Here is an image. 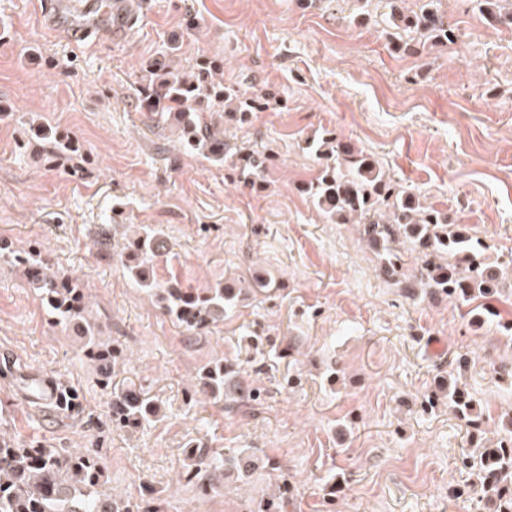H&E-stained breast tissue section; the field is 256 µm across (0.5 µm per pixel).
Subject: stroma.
<instances>
[{"label":"stroma","mask_w":512,"mask_h":512,"mask_svg":"<svg viewBox=\"0 0 512 512\" xmlns=\"http://www.w3.org/2000/svg\"><path fill=\"white\" fill-rule=\"evenodd\" d=\"M441 9L459 39L418 55L388 45L386 0H142L128 39L104 33L77 50L44 27L35 0H0V249L36 251L42 273L72 276L114 351L102 378L84 338L0 262V433L98 449L130 512H249L250 497L284 480L281 512H474L451 494L471 481L468 427L420 403L466 358L460 379L495 438L512 408V379L494 371L512 360L504 337L394 283L353 225L328 223L300 191L321 168L306 140L329 134L467 225L491 257L512 258V27L488 24L473 0ZM214 59L241 97L276 99L247 124L217 119L226 143L272 155L254 187L185 152L166 114L143 108L149 63L195 74ZM52 132L76 153L54 155ZM145 224L163 230L158 280H233L245 300L203 328L175 322L120 263ZM216 359L242 363L241 384L261 390L249 413L200 394ZM30 372L61 379L78 408L28 403ZM129 390L158 418L113 423L112 401ZM191 444L250 448L276 467L243 464L202 493L180 480Z\"/></svg>","instance_id":"35a3bbf8"}]
</instances>
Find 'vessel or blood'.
<instances>
[{
	"label": "vessel or blood",
	"instance_id": "vessel-or-blood-1",
	"mask_svg": "<svg viewBox=\"0 0 512 512\" xmlns=\"http://www.w3.org/2000/svg\"><path fill=\"white\" fill-rule=\"evenodd\" d=\"M103 16L109 19L113 39L124 40L138 17L137 0H55L44 13L48 26L68 37L77 48L96 41Z\"/></svg>",
	"mask_w": 512,
	"mask_h": 512
}]
</instances>
